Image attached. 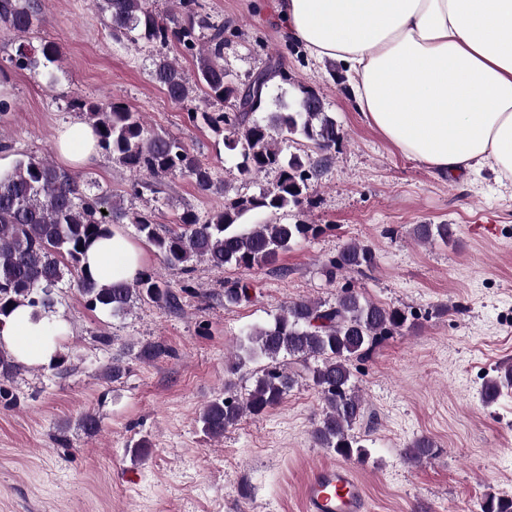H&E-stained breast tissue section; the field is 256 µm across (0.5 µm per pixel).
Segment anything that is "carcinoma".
I'll return each mask as SVG.
<instances>
[{"mask_svg": "<svg viewBox=\"0 0 512 512\" xmlns=\"http://www.w3.org/2000/svg\"><path fill=\"white\" fill-rule=\"evenodd\" d=\"M93 5L108 18L117 40L144 41L160 49L150 77L170 101L184 105L196 100V91L204 94L209 108H192L188 117L224 135V147L239 156L236 168L240 174L278 171L276 182L259 193L227 198L224 210L211 216L186 210L176 227L165 231L151 214L131 217L163 266L183 274L197 262L216 268L266 267L281 252L316 234L317 226L301 219L292 224H246L244 218L256 212L273 215L287 208L302 212L304 206L313 204L312 187L328 160L325 153L345 137L341 125L326 112L323 97L292 81L278 61L244 83L235 82L224 69V24L211 21L201 0H179L178 13L168 18L150 9L147 0H93ZM43 8L44 0H0V33L18 37L29 32L41 22ZM172 44L195 57V81H189L179 65L161 53ZM57 55L58 46L51 40L37 47L21 41L10 63L17 70L35 71L54 63ZM276 78L292 87L290 100L283 94L269 95ZM228 102L230 112L224 111ZM69 106L84 113L95 128L99 153L134 176L131 192L156 193L157 180L177 173L191 178L201 192L214 186L211 168L201 164L183 141L152 131L140 113L123 101L113 98L97 103L76 95ZM298 139L309 142L317 156L285 154L282 145ZM126 218L128 212L112 197L88 193L67 170L35 155L19 154L12 168L0 174V325L18 307H29L39 317L53 308L55 292L66 285L77 288L90 308L114 316L126 312L136 300L179 309V295L155 273L147 271L132 282L103 284L82 265L90 244L110 236L112 227ZM413 235L420 241L447 240L452 230L449 224H417ZM374 263L369 246L352 242L322 265L321 274L334 284ZM249 298V283L224 285V306L234 307ZM413 327L408 311L369 300L349 284L341 287L333 303L289 302L272 322L246 333L228 372L237 374L255 358H265L269 364L246 397L216 398L204 404L200 414L204 433L224 437V431L244 416L264 414L305 382L323 401L314 442L343 459H365V446L351 434L363 410L351 362L368 356L386 337ZM285 354L291 358L287 364L280 361ZM22 369L21 362L0 345V380ZM509 386L511 364L504 366V374L485 382L483 398L491 402ZM438 454L437 445L420 436L405 452V459L416 464ZM476 512H512V498L488 494L477 503Z\"/></svg>", "mask_w": 512, "mask_h": 512, "instance_id": "obj_1", "label": "carcinoma"}]
</instances>
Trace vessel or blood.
<instances>
[{
  "mask_svg": "<svg viewBox=\"0 0 512 512\" xmlns=\"http://www.w3.org/2000/svg\"><path fill=\"white\" fill-rule=\"evenodd\" d=\"M303 512H367L364 488L346 464L314 468L302 489Z\"/></svg>",
  "mask_w": 512,
  "mask_h": 512,
  "instance_id": "b4317fda",
  "label": "vessel or blood"
}]
</instances>
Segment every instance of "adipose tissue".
<instances>
[{"instance_id":"1","label":"adipose tissue","mask_w":512,"mask_h":512,"mask_svg":"<svg viewBox=\"0 0 512 512\" xmlns=\"http://www.w3.org/2000/svg\"><path fill=\"white\" fill-rule=\"evenodd\" d=\"M289 34L314 57L341 62L358 110L400 152L455 175L488 165L512 178V0H280ZM92 126L57 133L66 164L96 154ZM86 265L101 282L132 281L140 248L121 231L96 241ZM51 314L16 310L0 344L28 363H50Z\"/></svg>"}]
</instances>
